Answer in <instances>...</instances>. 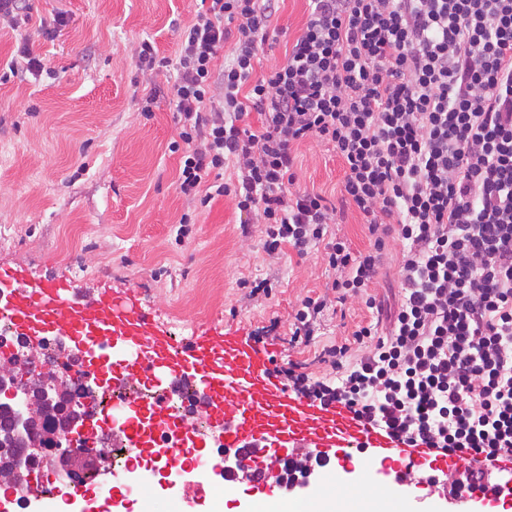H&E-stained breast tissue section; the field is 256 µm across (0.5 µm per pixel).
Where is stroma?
I'll list each match as a JSON object with an SVG mask.
<instances>
[{
    "instance_id": "stroma-1",
    "label": "stroma",
    "mask_w": 512,
    "mask_h": 512,
    "mask_svg": "<svg viewBox=\"0 0 512 512\" xmlns=\"http://www.w3.org/2000/svg\"><path fill=\"white\" fill-rule=\"evenodd\" d=\"M30 43L52 77L13 76L17 41L0 29V267L31 287L66 279L74 296L92 300L106 290L133 291L140 306L178 339L227 326L280 352L279 363L311 360L290 347L289 325L300 299L323 293L328 281L320 251L270 257L260 232L242 236L245 217L232 196L208 203L178 188L180 153L172 103L174 71L146 82L134 53L145 40L174 57L200 0H30ZM306 0H280L274 41L257 72L285 62L307 17ZM66 11L70 22L55 40L40 22ZM153 95L151 115L140 102ZM297 186L329 199L340 194L343 169L331 146L308 140L297 150ZM189 216L186 237L179 220ZM267 280L270 294L250 295ZM344 314L325 313L317 346L341 342L370 313L349 298ZM275 330H268L271 318ZM404 488L406 512H461L432 486L431 469Z\"/></svg>"
}]
</instances>
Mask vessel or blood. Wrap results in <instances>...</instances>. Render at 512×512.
Returning a JSON list of instances; mask_svg holds the SVG:
<instances>
[{
  "label": "vessel or blood",
  "mask_w": 512,
  "mask_h": 512,
  "mask_svg": "<svg viewBox=\"0 0 512 512\" xmlns=\"http://www.w3.org/2000/svg\"><path fill=\"white\" fill-rule=\"evenodd\" d=\"M0 290L10 300L0 306L20 336H66L104 350L85 361L86 370L112 386L145 385L164 389L193 386L196 395L184 412L172 414L161 403L143 405L156 427L188 424L207 416L222 431L225 447L240 457L230 483L253 484L285 467L308 465L307 449L325 451V488H333L360 449L390 462L400 485H412L422 466L459 474L464 482L456 499L512 500V460L462 449L433 454L412 441L352 413L341 402L322 403L288 390L278 379L271 351L230 329L183 342L159 326L131 294L103 292L90 302L76 301L65 280L52 278L30 289L24 278L0 269Z\"/></svg>",
  "instance_id": "b4317fda"
}]
</instances>
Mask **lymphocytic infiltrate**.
Segmentation results:
<instances>
[{"mask_svg":"<svg viewBox=\"0 0 512 512\" xmlns=\"http://www.w3.org/2000/svg\"><path fill=\"white\" fill-rule=\"evenodd\" d=\"M308 6L286 61L261 75L275 0H210L173 61L142 42L144 77L177 71L179 189L233 195L262 224L266 253L323 245L333 279L301 300L292 344L310 345L323 312L352 296L376 311L315 355L335 382L291 366L289 388L344 402L439 454L511 458L512 0ZM227 44L232 56L215 74ZM312 138L343 164L338 202L296 186V150ZM227 164L235 182L212 181ZM349 207L366 226L365 250L328 236ZM396 240L401 301L391 309L375 288ZM368 338L374 346L353 354Z\"/></svg>","mask_w":512,"mask_h":512,"instance_id":"obj_1","label":"lymphocytic infiltrate"}]
</instances>
